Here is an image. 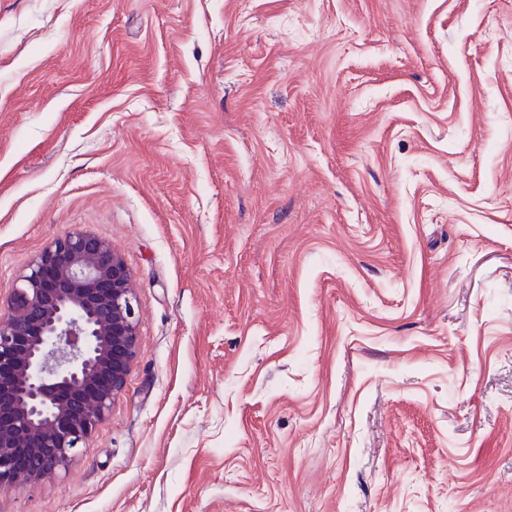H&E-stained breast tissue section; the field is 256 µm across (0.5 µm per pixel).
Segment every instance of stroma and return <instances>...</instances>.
<instances>
[{
    "instance_id": "35a3bbf8",
    "label": "stroma",
    "mask_w": 512,
    "mask_h": 512,
    "mask_svg": "<svg viewBox=\"0 0 512 512\" xmlns=\"http://www.w3.org/2000/svg\"><path fill=\"white\" fill-rule=\"evenodd\" d=\"M70 231L138 358L0 512H512L504 0H0V302Z\"/></svg>"
}]
</instances>
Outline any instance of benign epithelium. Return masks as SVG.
<instances>
[{
    "label": "benign epithelium",
    "mask_w": 512,
    "mask_h": 512,
    "mask_svg": "<svg viewBox=\"0 0 512 512\" xmlns=\"http://www.w3.org/2000/svg\"><path fill=\"white\" fill-rule=\"evenodd\" d=\"M132 275L112 242L55 238L0 314V489L48 479L112 409L138 352Z\"/></svg>",
    "instance_id": "1"
}]
</instances>
